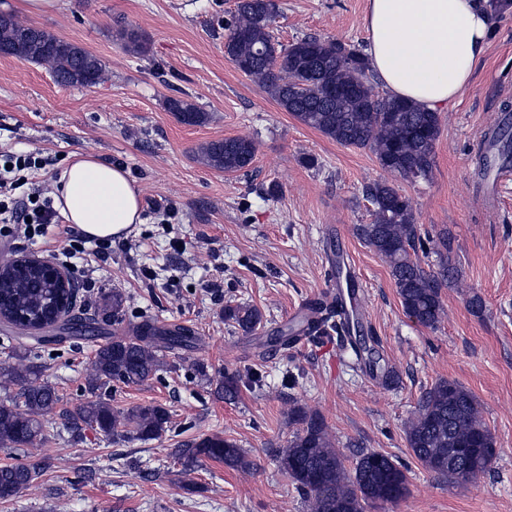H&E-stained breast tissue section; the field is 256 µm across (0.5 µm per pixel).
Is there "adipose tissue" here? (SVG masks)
Wrapping results in <instances>:
<instances>
[{
  "label": "adipose tissue",
  "instance_id": "adipose-tissue-1",
  "mask_svg": "<svg viewBox=\"0 0 512 512\" xmlns=\"http://www.w3.org/2000/svg\"><path fill=\"white\" fill-rule=\"evenodd\" d=\"M492 25L487 0H368V65L390 95L441 112L470 84ZM53 196L65 220L92 239L126 237L142 221L128 173L90 154L65 160Z\"/></svg>",
  "mask_w": 512,
  "mask_h": 512
}]
</instances>
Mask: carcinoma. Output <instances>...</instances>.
I'll return each mask as SVG.
<instances>
[{
	"label": "carcinoma",
	"instance_id": "1",
	"mask_svg": "<svg viewBox=\"0 0 512 512\" xmlns=\"http://www.w3.org/2000/svg\"><path fill=\"white\" fill-rule=\"evenodd\" d=\"M275 0H236L224 53L246 76L257 82L286 112L344 146L367 148L386 171L407 178L429 176L434 145L440 133L438 113L414 103L382 96L370 82L364 55L340 41L305 37L283 47L275 41L271 24L276 14ZM125 49L144 53L147 42L137 31L119 33ZM15 48L20 61L47 66L61 85L93 87L107 78L102 60L83 47L61 39L13 15L0 13V45ZM168 111L187 125H202L207 113L188 99L166 101ZM497 157L512 162V126L499 124L486 133ZM256 144L244 137L210 141L197 151L205 166L223 172H238L250 166ZM373 205L372 222L362 224L359 234L388 264L402 307L420 325L434 327L445 312L441 290L456 281V267L448 253V232L435 243L439 268L422 267L418 251L426 248L414 221L410 199L393 184L378 181L368 188ZM4 303L32 319L39 318L57 304L58 288L33 271L22 278L0 276ZM127 295L120 288L105 293L92 318L73 314L77 293L69 291V301L58 310L64 320L62 330L94 338L104 327L123 322ZM330 307L315 310L306 321L308 335L327 336L344 322ZM263 315L255 307L227 305L224 320L245 333L256 330ZM197 336L184 326L161 328L150 319L135 324L129 336H113L98 345L88 377L91 398L65 415L70 429L84 424L105 436L137 440L158 439L171 424L167 408L159 404L141 405L117 411L97 395L112 384L142 385L164 367V353L182 356ZM0 387L18 388L16 398L0 402V447L37 448L47 440L41 417L59 401L55 388L41 378V366L30 358L19 366H0ZM289 418L302 425L279 450L282 470L306 497L308 512H364L368 503H395L408 493L405 468L391 457L371 451L359 456L349 471L333 445L324 419L315 412L295 407ZM408 447L426 469L458 482L463 470L460 448H475L469 464L482 472L495 455V442L486 426L482 410L467 390L455 382L441 380L424 393L405 430ZM224 462L248 472L252 462L240 446L219 435L193 439L181 444L179 461L184 470L194 469L202 460ZM39 464L0 466V501L14 499L39 478Z\"/></svg>",
	"mask_w": 512,
	"mask_h": 512
}]
</instances>
